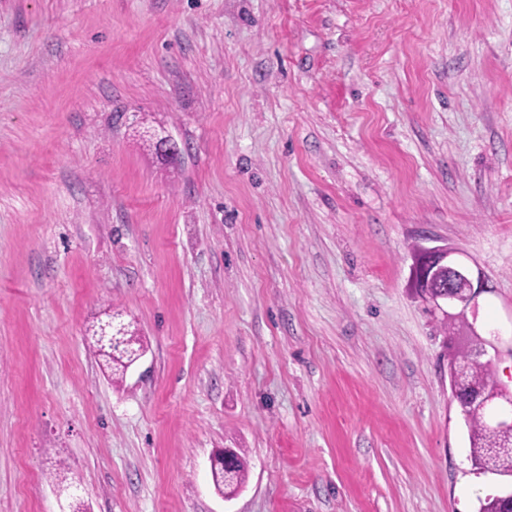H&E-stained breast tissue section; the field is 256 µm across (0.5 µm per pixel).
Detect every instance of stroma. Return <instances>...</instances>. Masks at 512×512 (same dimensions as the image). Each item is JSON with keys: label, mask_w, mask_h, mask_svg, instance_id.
<instances>
[{"label": "stroma", "mask_w": 512, "mask_h": 512, "mask_svg": "<svg viewBox=\"0 0 512 512\" xmlns=\"http://www.w3.org/2000/svg\"><path fill=\"white\" fill-rule=\"evenodd\" d=\"M415 244L483 273L512 383V0H0V512H70L59 462L89 512L512 490ZM111 309L143 348L117 383L85 339ZM458 408L468 430L470 458L475 468L484 473L512 475V447H502L504 439L491 428L488 413L477 407Z\"/></svg>", "instance_id": "35a3bbf8"}]
</instances>
